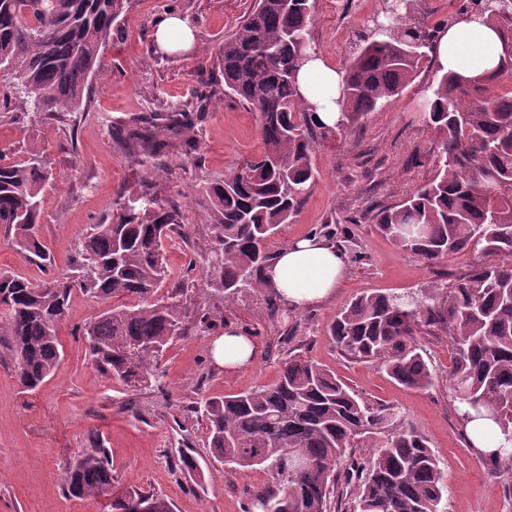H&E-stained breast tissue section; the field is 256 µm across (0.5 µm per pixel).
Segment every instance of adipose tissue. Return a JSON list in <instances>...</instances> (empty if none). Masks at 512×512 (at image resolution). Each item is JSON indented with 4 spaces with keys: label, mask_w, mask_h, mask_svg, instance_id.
<instances>
[{
    "label": "adipose tissue",
    "mask_w": 512,
    "mask_h": 512,
    "mask_svg": "<svg viewBox=\"0 0 512 512\" xmlns=\"http://www.w3.org/2000/svg\"><path fill=\"white\" fill-rule=\"evenodd\" d=\"M155 40L163 51L188 49L195 42L194 28L186 17L171 13L158 19ZM503 50L499 32L485 15L470 13L439 34L435 56L442 71L478 76L497 66ZM343 76V70L318 53L310 55L298 72V93L312 106L320 126L335 127L339 119ZM348 263L346 252L336 243L319 236L298 238L276 252L263 273V285L290 309L303 310L336 295ZM255 354L252 339L231 325L213 342L216 364L229 372L252 365Z\"/></svg>",
    "instance_id": "adipose-tissue-1"
}]
</instances>
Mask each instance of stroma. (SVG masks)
Returning a JSON list of instances; mask_svg holds the SVG:
<instances>
[{"label": "stroma", "instance_id": "obj_1", "mask_svg": "<svg viewBox=\"0 0 512 512\" xmlns=\"http://www.w3.org/2000/svg\"><path fill=\"white\" fill-rule=\"evenodd\" d=\"M254 4L131 0L99 56V72L82 105L64 121L48 115L27 120L12 89V73L0 72V148L19 153L41 148L54 172L39 226L49 260L31 261L27 252L0 238V272L37 283L66 268L92 225L104 222L116 207L120 191H135L145 174V164L114 143L113 129L137 115L190 104L204 85L212 87L198 128L201 162L171 153L167 170L156 178L161 198L175 202L189 225L188 241L163 243L169 270L164 290H187L186 333L163 349L147 382L126 387L97 370L79 332L101 304L72 291L59 327L58 365L34 391L19 384L7 339L0 335V512H108L106 499L72 497L63 484L65 471L92 446L108 453L114 493H158L173 502L174 512H248L251 494L274 486L271 472L214 462L206 420L193 407L209 397L273 383L282 363L297 355L334 371L368 403L393 406L419 427L448 476V512H512V477L492 472L461 432L458 401L448 383L453 351L447 337H419L434 384L412 390L398 385L378 362L345 357L328 335L337 311L352 298L370 291L419 295L445 289L476 259L468 252L425 264L373 222L380 208L397 203L434 173L435 136L425 127L422 110L439 75L434 59H426L413 82L380 111L318 141L312 154L314 182L299 214L267 242L273 253L308 235L340 243L350 271L336 297L296 311L280 302L268 306L263 292L230 301L204 292L205 187L263 150L257 115L225 94L213 65L218 45ZM382 7L383 0H313L312 46L344 66ZM169 12L192 22V50L155 51L154 21ZM215 309L222 321L200 327L198 314ZM228 323L258 344L253 365L233 373L224 372L212 357V342Z\"/></svg>", "mask_w": 512, "mask_h": 512}]
</instances>
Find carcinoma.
I'll list each match as a JSON object with an SVG mask.
<instances>
[{
  "instance_id": "obj_1",
  "label": "carcinoma",
  "mask_w": 512,
  "mask_h": 512,
  "mask_svg": "<svg viewBox=\"0 0 512 512\" xmlns=\"http://www.w3.org/2000/svg\"><path fill=\"white\" fill-rule=\"evenodd\" d=\"M415 0L383 3L382 17L363 37L345 68L341 119L376 112L413 80L434 47L436 30L411 19ZM130 0H0V69L14 72L15 93L26 112L79 108L98 59ZM487 15L503 42H512V0H463ZM310 0H257L255 9L224 39L215 66L229 93L259 113L263 154L205 189L209 242L202 276L225 298L263 290L272 255L267 240L290 222L304 202L314 170L312 153L328 134L309 118L297 93V75L312 49ZM512 57L481 76L443 73L425 101L426 127L437 136L435 174L401 202L375 215V224L401 248L432 265L480 253L446 290L405 298L361 295L336 315L330 335L347 356L375 360L398 384L426 389L432 373L417 337L448 336L455 357L448 373L462 417H488L501 444L481 455L499 474L512 473ZM202 106L131 118L115 139L147 163L137 198L81 241L67 273L43 283L0 273V333L8 337L18 382L34 390L57 366L62 345L57 325L72 289L108 304L84 325L95 366L125 386L146 381L154 361L185 333L183 289L159 296L167 275L163 238L184 232L185 217L157 200L153 176L167 155L200 154L195 128ZM53 179L42 153L15 159L0 150V229L7 242L43 259L38 237L45 186ZM213 459L238 468L272 472L277 488L254 495L259 512H329L331 499L359 483L357 512H445L447 475L419 428L391 407H374L331 370L293 357L277 380L256 390L204 402ZM382 440L363 466L347 465L358 439ZM112 462L103 448H88L67 470L64 485L78 498L112 490ZM173 512L147 491L115 495L109 512Z\"/></svg>"
}]
</instances>
